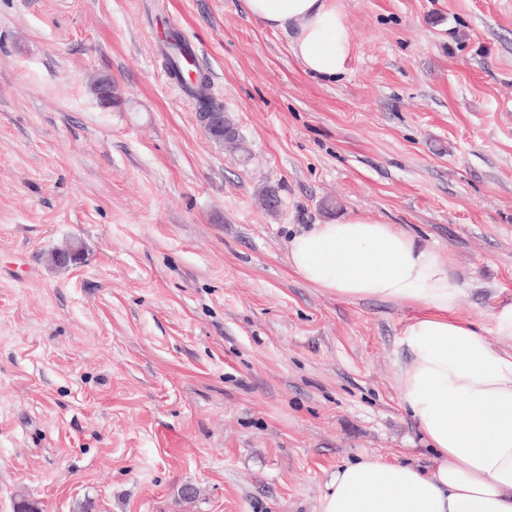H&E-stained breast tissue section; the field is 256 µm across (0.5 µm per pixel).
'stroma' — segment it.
I'll use <instances>...</instances> for the list:
<instances>
[{
  "mask_svg": "<svg viewBox=\"0 0 512 512\" xmlns=\"http://www.w3.org/2000/svg\"><path fill=\"white\" fill-rule=\"evenodd\" d=\"M340 5L354 51L325 83L246 0H0V512H320L363 455L431 465L399 401L411 309L305 282L288 243L399 225L491 330L512 0ZM167 20L247 155L170 76Z\"/></svg>",
  "mask_w": 512,
  "mask_h": 512,
  "instance_id": "35a3bbf8",
  "label": "stroma"
}]
</instances>
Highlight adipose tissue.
<instances>
[{
	"label": "adipose tissue",
	"mask_w": 512,
	"mask_h": 512,
	"mask_svg": "<svg viewBox=\"0 0 512 512\" xmlns=\"http://www.w3.org/2000/svg\"><path fill=\"white\" fill-rule=\"evenodd\" d=\"M249 15L290 34L303 71L333 81L352 39L338 0H246ZM288 264L347 300L412 309L399 397L436 456L426 470L365 456L333 475L320 512H512V303L491 315L501 341L459 317L464 296L433 250L404 229L354 214L293 237Z\"/></svg>",
	"instance_id": "ef3b65f1"
}]
</instances>
